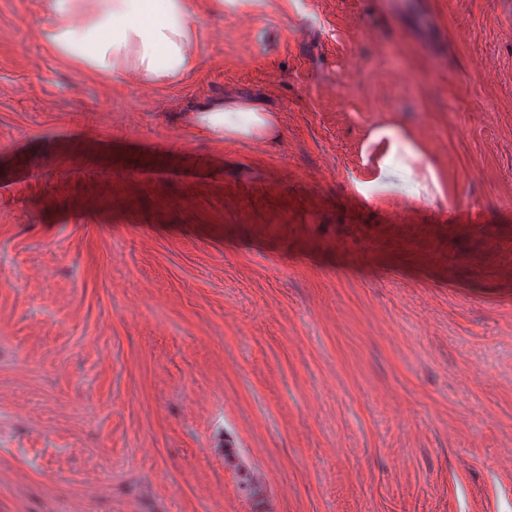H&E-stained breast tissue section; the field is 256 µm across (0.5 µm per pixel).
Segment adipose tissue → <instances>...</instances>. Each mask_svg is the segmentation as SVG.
I'll list each match as a JSON object with an SVG mask.
<instances>
[{"mask_svg":"<svg viewBox=\"0 0 512 512\" xmlns=\"http://www.w3.org/2000/svg\"><path fill=\"white\" fill-rule=\"evenodd\" d=\"M38 33L55 56L73 69L104 80L134 77L143 85L175 81L201 58V17L196 0H40ZM190 122L210 138L238 143L276 139L275 113L251 100L225 98L193 110ZM378 174L355 182L364 198L396 187L432 199L443 188L432 166H420L414 142L398 128H375Z\"/></svg>","mask_w":512,"mask_h":512,"instance_id":"1","label":"adipose tissue"}]
</instances>
